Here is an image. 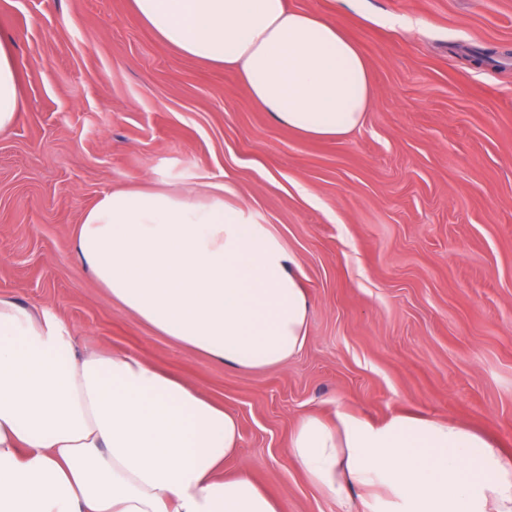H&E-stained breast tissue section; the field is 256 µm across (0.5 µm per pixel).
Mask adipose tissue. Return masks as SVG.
I'll return each instance as SVG.
<instances>
[{
  "label": "adipose tissue",
  "instance_id": "ef3b65f1",
  "mask_svg": "<svg viewBox=\"0 0 512 512\" xmlns=\"http://www.w3.org/2000/svg\"><path fill=\"white\" fill-rule=\"evenodd\" d=\"M177 53L236 69L276 123L340 139L372 103L368 63L342 29L287 0H133ZM21 110L0 43V132ZM130 186L101 195L76 249L114 304L225 366L264 370L307 340L298 261L269 225L226 202ZM234 414L131 352L76 346L51 309L0 298V512H287L250 476H223ZM288 447L338 512H512V455L465 426L400 414L380 424L310 414Z\"/></svg>",
  "mask_w": 512,
  "mask_h": 512
}]
</instances>
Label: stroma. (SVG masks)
<instances>
[{"mask_svg": "<svg viewBox=\"0 0 512 512\" xmlns=\"http://www.w3.org/2000/svg\"><path fill=\"white\" fill-rule=\"evenodd\" d=\"M364 55L373 102L337 141L273 123L236 72L177 54L132 0H0L23 108L0 133V298L81 346L135 352L234 412L245 473L288 512H336L290 456L306 414L454 421L512 455V0H288ZM227 182L298 259L309 339L234 369L112 304L76 256L99 197Z\"/></svg>", "mask_w": 512, "mask_h": 512, "instance_id": "stroma-1", "label": "stroma"}]
</instances>
